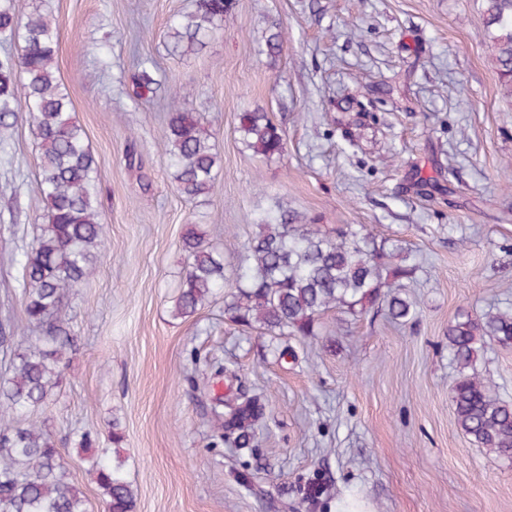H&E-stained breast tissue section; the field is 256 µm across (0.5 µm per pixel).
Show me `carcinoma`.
Returning <instances> with one entry per match:
<instances>
[{
  "label": "carcinoma",
  "instance_id": "1",
  "mask_svg": "<svg viewBox=\"0 0 512 512\" xmlns=\"http://www.w3.org/2000/svg\"><path fill=\"white\" fill-rule=\"evenodd\" d=\"M492 60L505 93L512 97V0H484ZM231 0H197L196 9L170 22L173 49L182 55L202 49L222 29ZM21 33L22 53L0 57V141H7L23 109L35 124L40 164L35 192L45 201L40 235L18 254L25 319L43 328L21 351L12 353L10 375L0 378V512H89L83 490L70 478L65 459L46 421L26 420L45 406L62 382L63 359L72 348L65 300L95 270L103 247L98 162L83 128L71 116V101L54 64L56 21L48 10L22 20L14 0H0V33ZM283 35L265 36L266 54L276 58ZM139 97L152 95L158 80L142 66L133 76ZM237 132L246 148L265 158L280 157L285 132L264 112H241ZM166 166L177 193L195 200L219 186L221 158L193 112L170 114ZM258 231L243 246L236 279H224V253L196 235L182 239L188 265L179 284L175 312L190 317L218 292L224 314L242 327L268 336L320 335V318L336 309L363 315L381 305L391 322L416 318L402 292L417 265L392 239L377 241L352 224L322 230L314 219L288 209L255 215ZM512 347V309L473 316L461 312L448 326V354L454 367L451 394L459 429L479 448L512 460V401L485 384L476 364L486 345ZM267 418L263 396L252 393L218 401L211 409L215 436L238 452L256 454V429ZM96 462L95 482L106 512H134L135 491L120 459ZM334 496L314 476L297 503L315 512Z\"/></svg>",
  "mask_w": 512,
  "mask_h": 512
}]
</instances>
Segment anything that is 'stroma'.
I'll return each instance as SVG.
<instances>
[{"instance_id":"1","label":"stroma","mask_w":512,"mask_h":512,"mask_svg":"<svg viewBox=\"0 0 512 512\" xmlns=\"http://www.w3.org/2000/svg\"><path fill=\"white\" fill-rule=\"evenodd\" d=\"M17 3L58 24V75L101 173L105 250L67 299L78 349L40 411L92 512L104 505L91 465L115 429L135 512H293L316 473L373 512H512V460L463 435L449 387L457 313L512 306V97L484 43L483 0H233L223 31L190 57L168 26L196 0ZM273 26L285 35L274 60ZM141 61L161 82L151 101L133 91ZM352 94L368 115L351 142ZM183 109L221 156L219 191L195 200L175 193L165 163L167 118ZM254 110L285 130L281 158L242 144L237 115ZM37 158L21 117L0 144V333L13 350L40 334L17 262L43 212ZM278 204L400 239L419 267L417 320L333 310L320 335L289 337L299 360L280 363L268 337L225 319L222 296L176 316L186 229L224 247L231 279L254 215ZM212 354L268 399L260 458L213 442L208 413L226 385L193 371ZM477 369L512 398V348L488 346ZM247 471L257 486L239 482Z\"/></svg>"}]
</instances>
